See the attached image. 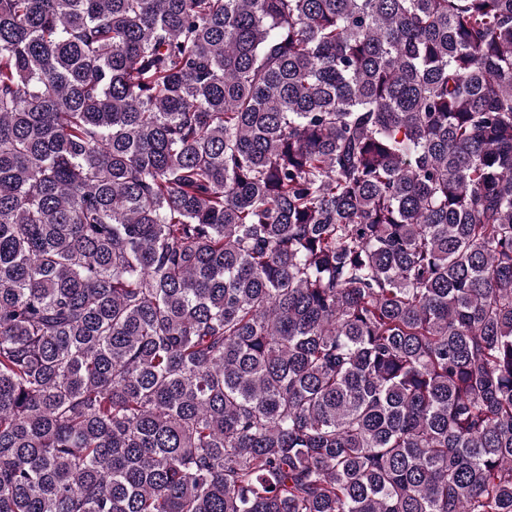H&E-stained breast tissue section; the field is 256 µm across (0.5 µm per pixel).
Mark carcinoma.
Instances as JSON below:
<instances>
[{
    "label": "carcinoma",
    "mask_w": 512,
    "mask_h": 512,
    "mask_svg": "<svg viewBox=\"0 0 512 512\" xmlns=\"http://www.w3.org/2000/svg\"><path fill=\"white\" fill-rule=\"evenodd\" d=\"M0 512H512V0H0Z\"/></svg>",
    "instance_id": "cac0c4a2"
}]
</instances>
